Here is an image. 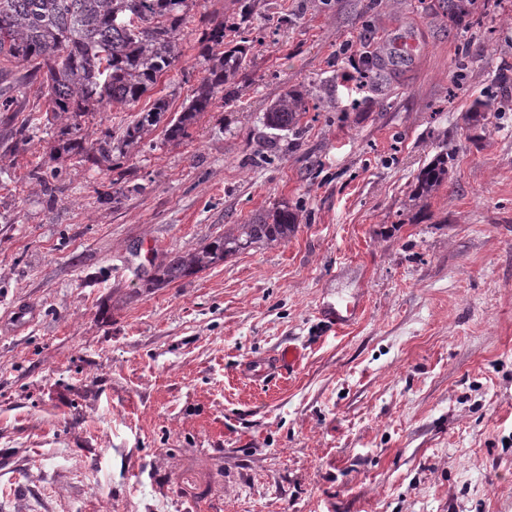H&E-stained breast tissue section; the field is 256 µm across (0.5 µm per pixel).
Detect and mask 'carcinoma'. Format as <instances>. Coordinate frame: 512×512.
Returning <instances> with one entry per match:
<instances>
[{"label":"carcinoma","mask_w":512,"mask_h":512,"mask_svg":"<svg viewBox=\"0 0 512 512\" xmlns=\"http://www.w3.org/2000/svg\"><path fill=\"white\" fill-rule=\"evenodd\" d=\"M470 0H439L438 9L460 24L472 15ZM237 16L220 24L202 19L200 65L203 76L190 102L164 129L165 139L179 140L213 104L218 93L234 96L244 75L250 46L245 23L256 0H237ZM197 0H0V58L23 65L21 80L37 79L51 112L65 117L53 149L80 165L98 167L113 153L127 155L150 136L168 111L161 97L140 112L118 138L102 132L94 143L79 136V118L114 103L134 105L181 56V34ZM508 100L486 96L475 102L468 120L476 126L500 112ZM308 112L305 94L285 93L264 115L270 130H299ZM448 182V152L419 171L412 197L425 201ZM298 229V213L286 202L235 224L203 246L176 254L148 283L161 286L192 276L230 256L258 246L284 243Z\"/></svg>","instance_id":"obj_1"}]
</instances>
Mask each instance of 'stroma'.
Returning a JSON list of instances; mask_svg holds the SVG:
<instances>
[{
	"instance_id": "35a3bbf8",
	"label": "stroma",
	"mask_w": 512,
	"mask_h": 512,
	"mask_svg": "<svg viewBox=\"0 0 512 512\" xmlns=\"http://www.w3.org/2000/svg\"><path fill=\"white\" fill-rule=\"evenodd\" d=\"M433 3L257 0L235 97L94 169L28 132L39 83L0 61V512H512V110L465 124L512 69V0L472 27ZM233 10L199 0L175 67L85 140L181 111L200 16ZM381 44L396 71L364 72ZM290 90L298 136L264 126ZM282 201L287 242L146 287ZM290 344L294 371L244 374ZM448 182V152H441L419 171L412 197L425 201Z\"/></svg>"
}]
</instances>
